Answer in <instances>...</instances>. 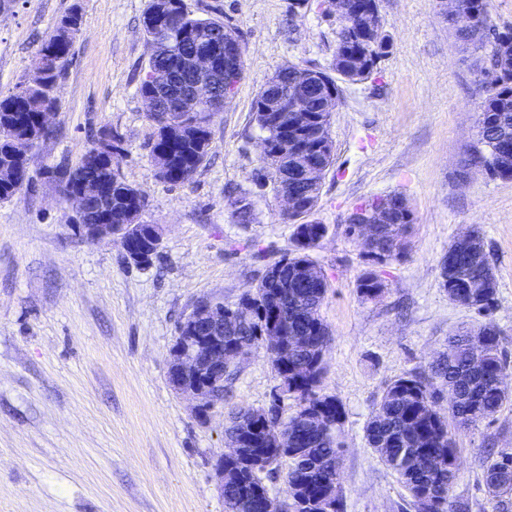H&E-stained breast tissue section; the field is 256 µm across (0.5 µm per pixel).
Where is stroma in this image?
Here are the masks:
<instances>
[{"label":"stroma","instance_id":"stroma-1","mask_svg":"<svg viewBox=\"0 0 512 512\" xmlns=\"http://www.w3.org/2000/svg\"><path fill=\"white\" fill-rule=\"evenodd\" d=\"M185 3L236 31L244 73L210 123L205 163L179 188L157 179L145 149L153 127L137 87L150 55L141 26L149 0H13L0 14V96L30 81L60 19L82 17L54 90V133L28 153L32 183L0 202V512H225L213 471L224 409L269 406L279 385L263 351H252L225 407L202 422L170 385L168 357L198 299L236 301L293 250L279 198L257 183L252 103L280 68L331 71L341 22L329 0ZM378 7L388 52L367 79L339 84L335 160L314 215L327 233L311 253L330 284L321 387L345 411L344 512H403L406 492L364 429L388 384L422 371L450 335L481 323L441 286L443 256L469 231L492 258L490 319L512 350V178L464 164L477 145L479 54L458 40L440 0ZM103 128L121 140L115 168L148 200L142 221L160 228L159 256L146 269L119 243L75 235L74 211L46 175L75 167ZM391 194L408 199L413 222L399 254L378 262L348 220ZM238 199L252 206L249 222L234 214ZM369 270L385 283L373 298L358 289ZM457 448L450 496L470 512H498L483 463L489 449L512 448V402L459 429Z\"/></svg>","mask_w":512,"mask_h":512}]
</instances>
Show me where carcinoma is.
Listing matches in <instances>:
<instances>
[{
    "label": "carcinoma",
    "instance_id": "1",
    "mask_svg": "<svg viewBox=\"0 0 512 512\" xmlns=\"http://www.w3.org/2000/svg\"><path fill=\"white\" fill-rule=\"evenodd\" d=\"M172 7L158 15L144 14L142 27L150 46L147 68L177 69L182 64L183 51L191 41L213 39V19L196 18L188 12L184 0H168ZM369 0H352L354 25H343L336 44L333 70L342 79L354 81L341 65L352 63L359 68L357 77L364 80L374 71L378 60L389 48L386 35L372 34L365 19V4ZM460 9L473 19L469 31H458L464 43L490 51L477 72L482 98L477 118L480 148L470 157L482 158L485 166L500 165L512 172V29L496 32L487 21V0H458ZM74 36L60 38L49 33L39 52L52 58L54 67L43 77L31 81L15 93L0 97V170H19L16 181L0 183V201L11 199L31 182L28 152L50 134L41 132L39 116L43 108L53 106L51 84L57 82L69 61ZM269 85L258 92L252 106L253 119L261 133V142L283 146L282 134L269 126L262 105L266 102ZM153 134L146 145L153 161L162 160L165 172L159 179L171 187H183L202 166L208 155L209 128L190 130L178 140L164 134L166 123L177 116L165 111L147 113ZM314 129L306 131L311 149L305 160L318 159L322 171L334 163L333 146L318 150L320 139L312 138ZM58 179H66L61 187L63 199L74 194L83 181L95 180L103 189L104 201L86 200L85 216L93 224L102 212L109 214L108 223L124 224L134 208L144 211L145 197L123 180L118 170L89 146L72 171H54ZM386 224L382 236L367 254L376 258L397 255L400 241L412 212H403L396 205L384 209ZM326 226L314 221L294 225V252L284 255L266 267L268 273H279V279L264 276L251 290L249 300L256 314V323L245 339L256 350L266 349L261 336L272 307L300 299L304 311L288 307V334L299 337L285 352L267 353L278 376L286 378L288 393L297 401L292 412L278 403L267 408L239 407L228 414L224 436L235 438L238 448L224 449V505L226 512H263L261 506L269 490L264 479L277 473L281 460H291L285 474L288 486V512H342L341 499L331 498L332 484L341 469V450L336 442V429L344 418V410L334 395L321 392L324 356L330 333L320 309L329 288L323 271L315 275L316 287H295L302 268L316 267L310 258L325 236ZM477 246L476 258L467 265V274L481 278L487 288L481 295L462 292L458 278L441 267V286L448 290V299L478 315L486 316L496 302L498 282L483 237L479 232L468 234ZM358 288L365 297H376L384 288L380 276L370 270L359 280ZM482 335L481 359H475L476 337L470 332L448 337V353L440 356L427 369L409 373L387 385L375 403L366 425L368 444L379 460L393 471L404 487L408 505L413 512H469L468 503L448 495V465H456L458 448L456 433L448 417H462L460 424L476 427L494 416L512 400V393L503 389L501 376L509 366L504 338L493 324L478 327ZM237 375V367L224 372V379L215 387L216 401L222 403ZM448 402V409L442 408ZM277 425L285 446L270 448L260 441L264 423ZM483 479L488 490L497 494L512 492V449L491 450L484 465Z\"/></svg>",
    "mask_w": 512,
    "mask_h": 512
}]
</instances>
